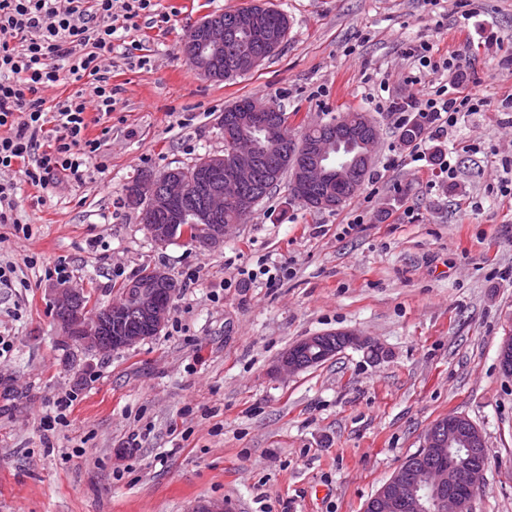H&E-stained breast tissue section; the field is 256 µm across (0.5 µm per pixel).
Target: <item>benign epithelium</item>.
Here are the masks:
<instances>
[{
    "instance_id": "7a95c632",
    "label": "benign epithelium",
    "mask_w": 512,
    "mask_h": 512,
    "mask_svg": "<svg viewBox=\"0 0 512 512\" xmlns=\"http://www.w3.org/2000/svg\"><path fill=\"white\" fill-rule=\"evenodd\" d=\"M239 24L263 37L267 49L279 46V41L262 28L259 16L246 15ZM231 38V30L219 16L208 17L191 30L184 51L198 60L196 71L200 76L209 80L220 77L217 61L224 56V45ZM248 129L262 131L266 146H242ZM224 136L229 150L205 157L198 180L187 181L166 172L154 174L128 193L129 206L140 210L141 222L157 246L169 244L184 231L177 220L187 213L193 223L208 225L198 246L223 243V198L239 202L244 216L251 214L254 199L247 188L253 185L261 164L283 154L285 147L277 115L267 105L253 103L234 114L225 126ZM379 142V127L370 118L360 132L347 119L334 121L330 132L308 142L294 156L291 182L296 199L320 209L339 207V200L325 187L336 182L360 188L369 176ZM159 212L166 213L174 223H152V216ZM173 291L174 281L168 273L153 267L148 270V277L133 285L122 301L92 314L84 304L82 290L58 288V324L66 339H78L87 343L90 352L106 355L159 335L170 315L168 297ZM347 347L366 349L374 355L380 351L376 344L354 331H329L290 346L278 359L274 373L305 370ZM499 361L503 374L511 377L512 336L500 344ZM462 420L463 417L452 415L436 421L422 444L428 462L412 473L394 474L370 499V512H426L428 495L435 497L436 512H468L469 503L457 495L455 487L464 483L470 496H475L483 485L487 457L481 430L476 426L464 428Z\"/></svg>"
}]
</instances>
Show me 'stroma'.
<instances>
[{"mask_svg": "<svg viewBox=\"0 0 512 512\" xmlns=\"http://www.w3.org/2000/svg\"><path fill=\"white\" fill-rule=\"evenodd\" d=\"M259 0H157L167 29L130 39L148 63L111 60L120 89L91 176L16 188L28 232L0 224V512H365L429 427L449 415L482 432L488 466L471 512H512V0H270L290 28L250 73L201 78L183 53L205 16ZM458 56L483 99L448 135L399 143L409 112L449 82L419 75L409 46ZM494 79H487V72ZM419 83H412V76ZM269 101L292 131L360 110L380 125L369 177L333 211L280 185L223 243L157 247L124 207L139 174L224 150L226 106ZM176 281L160 335L97 356L65 346L54 290L97 305L145 265ZM266 274H259V267ZM349 347L290 376L272 367L326 331ZM139 446L129 449L130 436Z\"/></svg>", "mask_w": 512, "mask_h": 512, "instance_id": "stroma-1", "label": "stroma"}]
</instances>
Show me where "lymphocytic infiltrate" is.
Returning <instances> with one entry per match:
<instances>
[{
  "label": "lymphocytic infiltrate",
  "instance_id": "f902f5d3",
  "mask_svg": "<svg viewBox=\"0 0 512 512\" xmlns=\"http://www.w3.org/2000/svg\"><path fill=\"white\" fill-rule=\"evenodd\" d=\"M144 18L160 27L170 21L154 0H0V169L20 166L27 182L43 189L57 179L86 180L104 144L90 137L91 120L111 116L116 102L103 60L118 52L143 63L132 48H119L116 32L138 28ZM443 65L449 89L410 104L440 132L480 104L467 92L457 58ZM55 85L66 94L50 105L42 92Z\"/></svg>",
  "mask_w": 512,
  "mask_h": 512
}]
</instances>
